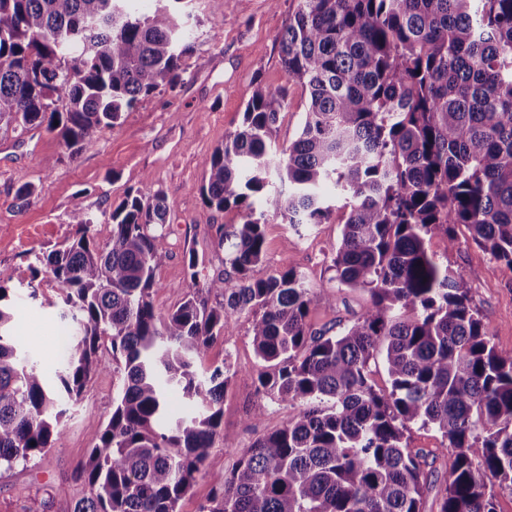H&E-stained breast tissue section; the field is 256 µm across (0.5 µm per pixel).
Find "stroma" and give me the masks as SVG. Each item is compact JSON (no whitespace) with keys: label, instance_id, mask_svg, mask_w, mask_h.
Returning a JSON list of instances; mask_svg holds the SVG:
<instances>
[{"label":"stroma","instance_id":"35a3bbf8","mask_svg":"<svg viewBox=\"0 0 512 512\" xmlns=\"http://www.w3.org/2000/svg\"><path fill=\"white\" fill-rule=\"evenodd\" d=\"M296 7L297 0H193L194 50L185 59L177 88L143 99L119 125L99 130L77 156H70L56 134L45 129L0 127V269L13 276L9 295L16 333L46 375H53L63 356L59 335L71 328L49 305L58 289L32 280L29 258L13 247L14 225H54L52 236L32 243L34 251L46 253L70 235L74 208L101 216L121 201L127 189L151 180L169 204L168 254L155 271L158 287L152 300L159 312L176 308L189 291L185 265L189 251L203 260L204 276L224 269V248L215 229L236 223L237 212L204 204L202 162L240 126L244 106L257 85L289 87V106L280 116L277 142L288 144L301 132L307 93L289 84L278 41ZM25 187L31 193L23 198L19 192ZM341 221V213H334L301 236L272 216L265 225L267 256L255 276H266L286 263L303 276L307 287L325 288L335 296L332 306L311 313L309 322L315 329L351 321L368 302L364 290L340 286L330 266ZM455 233L456 248L447 249L435 237L428 249L464 275L471 304L488 324L494 344L510 351L512 281L488 252L471 241L465 225H456ZM33 289L38 292L34 299L29 296ZM224 364L233 377L224 394L222 427L224 438H232L234 444L228 447L224 439L215 440L203 472L180 500L178 512H200L213 493V475L230 472L244 450L282 427L294 411L291 405L256 393L257 376L265 363L254 351L249 317H241L210 347L198 360L197 370L204 374ZM118 382V375L108 369L94 375L80 402L61 422L64 436L59 447L27 465L0 472V512H26L36 497L49 500V512H70L72 503L87 492L74 470L86 460L110 418ZM61 483L66 484L67 494L58 497L54 488Z\"/></svg>","mask_w":512,"mask_h":512}]
</instances>
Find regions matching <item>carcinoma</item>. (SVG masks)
I'll use <instances>...</instances> for the list:
<instances>
[{"label": "carcinoma", "mask_w": 512, "mask_h": 512, "mask_svg": "<svg viewBox=\"0 0 512 512\" xmlns=\"http://www.w3.org/2000/svg\"><path fill=\"white\" fill-rule=\"evenodd\" d=\"M127 2L0 0V123L55 132L74 156L145 97L175 89L193 49L183 0L144 16ZM278 39L288 82L308 92L299 137L276 146L288 87L259 86L203 161L204 203L239 216L216 230L224 272L200 280L188 253L191 291L156 312L169 206L146 182L103 213L108 247L97 218L76 208L73 237L36 257L32 279L45 272L62 288L73 330L55 381L0 308V467L61 443L66 406L109 367L107 338L121 379L76 468L88 496L73 512H177L215 439L233 445L221 429L229 369L202 376L196 361L247 315L268 363L257 392L297 411L214 477L201 512H425L433 490L437 512H496L480 473L512 491V351L497 349L467 280L426 241L452 249L463 224L512 280V0H298ZM338 208L331 267L370 301L336 333L308 321L331 292L287 266L254 270L265 217L298 231ZM379 354L385 389L369 374ZM173 390L188 416H172ZM416 424L454 453L439 488L436 459L404 442Z\"/></svg>", "instance_id": "1"}]
</instances>
